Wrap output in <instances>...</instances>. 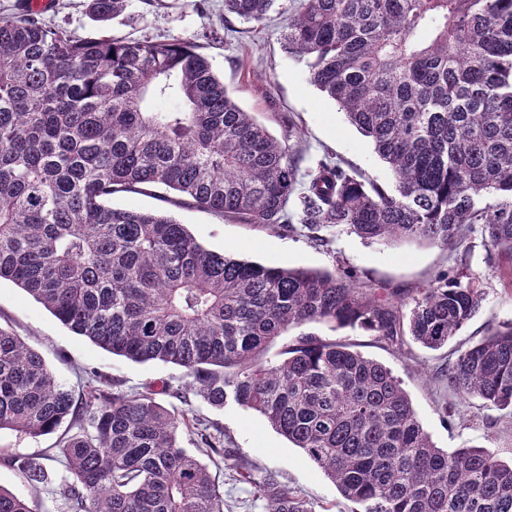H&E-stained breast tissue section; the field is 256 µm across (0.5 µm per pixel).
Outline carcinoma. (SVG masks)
Instances as JSON below:
<instances>
[{
  "label": "carcinoma",
  "instance_id": "1",
  "mask_svg": "<svg viewBox=\"0 0 512 512\" xmlns=\"http://www.w3.org/2000/svg\"><path fill=\"white\" fill-rule=\"evenodd\" d=\"M278 0H224V20L260 24ZM130 0H93L119 22ZM283 50L338 103L394 174L385 188L326 156L302 175L292 152L228 93L188 38L80 36L31 9L0 18V280L74 334L136 363L182 368L211 409L266 418L356 512H512V462L436 447L401 380L308 323L357 328L388 346L448 345L478 312L466 254L413 295L335 272L273 267L210 250L170 210L116 207L122 193L269 228L318 246L445 249L481 226L512 257V0H295ZM448 390L512 410V322L461 352ZM88 373L80 393L0 328V431L38 437L69 421L55 453L4 462L33 488L55 464L70 512H224L197 454L231 465L266 512L315 505L255 465L224 432ZM194 436L196 451L178 431ZM0 512H37L0 487Z\"/></svg>",
  "mask_w": 512,
  "mask_h": 512
}]
</instances>
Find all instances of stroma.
<instances>
[{
    "instance_id": "35a3bbf8",
    "label": "stroma",
    "mask_w": 512,
    "mask_h": 512,
    "mask_svg": "<svg viewBox=\"0 0 512 512\" xmlns=\"http://www.w3.org/2000/svg\"><path fill=\"white\" fill-rule=\"evenodd\" d=\"M194 2L175 0L174 7L157 9L143 0H131L124 24L114 26L113 31L140 39L179 36L197 40L200 53L239 105L274 136L285 137L283 118L298 125L299 137L288 140L293 149L301 151L302 167L311 166L327 153L341 165L357 169L365 180L391 186L393 175L369 141L348 122L336 102L310 83L305 64L283 52L280 37L285 14L272 13L260 24L237 23L236 34L227 36L223 33L224 0H207L202 12L195 9ZM91 4L92 0H48L42 15L50 25L94 35L103 25L92 19ZM177 215L201 244L215 251L270 266L325 271L345 267L356 271L359 281L381 280L410 291L425 285L438 270L453 268L457 257L455 250L437 245L369 244L345 232L332 234L329 246L317 247L300 233L221 220L193 208H179ZM463 248L484 299L479 312L442 349L427 350L409 340L390 347L361 331L334 330L319 323L309 324L308 329L323 338L352 343L364 356L391 368L436 447L452 451L481 446L507 462L512 460V412L448 392L438 379L440 370L460 351L512 321V261L488 249L477 233ZM0 328L23 338L60 381L76 390L93 370L130 394L150 384L166 382L177 389L186 382L181 368L161 362L134 363L96 347L7 280L0 281ZM190 410L221 429L259 471L275 473L299 494L331 512H350L351 503L326 474L259 413L235 404L216 412L197 399L192 400ZM62 473V468H54L51 484L36 493L0 463V486L24 498L36 497L39 512H67L53 494V484L60 481Z\"/></svg>"
}]
</instances>
